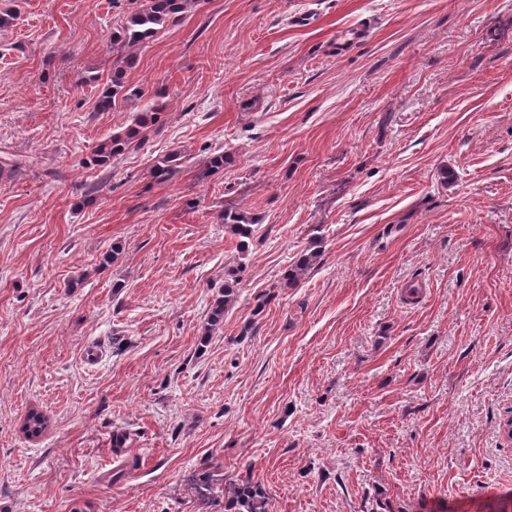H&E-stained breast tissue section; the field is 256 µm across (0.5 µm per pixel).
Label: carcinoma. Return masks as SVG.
Segmentation results:
<instances>
[{
    "label": "carcinoma",
    "mask_w": 512,
    "mask_h": 512,
    "mask_svg": "<svg viewBox=\"0 0 512 512\" xmlns=\"http://www.w3.org/2000/svg\"><path fill=\"white\" fill-rule=\"evenodd\" d=\"M130 8L120 24L112 31V76L103 83L96 101V111L110 112L117 106L147 98L145 89L126 81V69L133 63L136 50L146 46L168 26L179 22L196 4L197 0H128ZM168 103L152 99L143 110L132 114L130 124L125 129L114 132L101 142L88 163L95 167H107L117 157L142 139L159 115L167 109ZM178 153L174 152L158 159L151 170L152 178L165 182L174 173V162ZM224 229L238 239L237 249L246 254L254 237L256 223L246 212L235 206H226L219 214ZM318 256L316 252H302L295 261L294 268L288 271V281L298 279ZM243 264L231 270L224 278V291L215 301L203 333L208 335L224 321V312L235 302L237 273ZM47 429V419L37 411H30L25 418L24 432L37 438ZM196 492L202 497L219 492L224 499V512H270L269 495L263 487L249 480L227 479L217 489L209 478L196 482Z\"/></svg>",
    "instance_id": "obj_1"
}]
</instances>
